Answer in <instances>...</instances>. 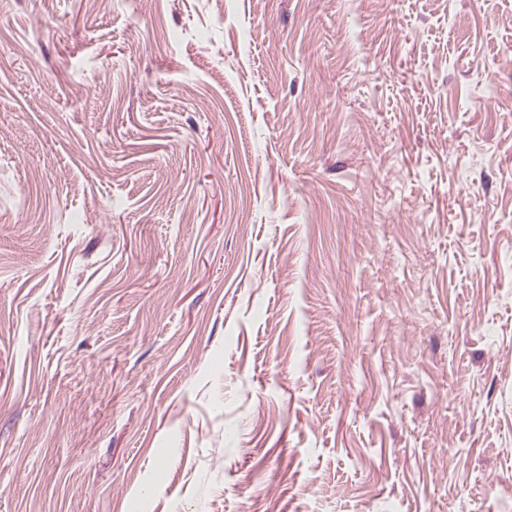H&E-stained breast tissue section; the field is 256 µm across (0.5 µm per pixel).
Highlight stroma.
I'll return each instance as SVG.
<instances>
[{"label": "stroma", "mask_w": 512, "mask_h": 512, "mask_svg": "<svg viewBox=\"0 0 512 512\" xmlns=\"http://www.w3.org/2000/svg\"><path fill=\"white\" fill-rule=\"evenodd\" d=\"M0 512H512V0H0Z\"/></svg>", "instance_id": "obj_1"}]
</instances>
